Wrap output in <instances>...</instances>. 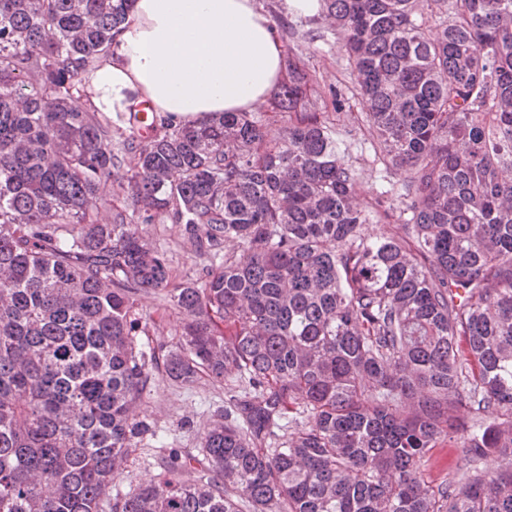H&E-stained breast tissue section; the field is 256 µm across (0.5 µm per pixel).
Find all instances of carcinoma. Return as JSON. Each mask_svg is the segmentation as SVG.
I'll return each instance as SVG.
<instances>
[{
	"instance_id": "obj_1",
	"label": "carcinoma",
	"mask_w": 512,
	"mask_h": 512,
	"mask_svg": "<svg viewBox=\"0 0 512 512\" xmlns=\"http://www.w3.org/2000/svg\"><path fill=\"white\" fill-rule=\"evenodd\" d=\"M134 2L0 0V512H512V0H319L357 86L315 96L290 45L280 127L132 112L126 170L74 102ZM161 215L197 278L142 234ZM145 294L183 315L169 349L142 342ZM156 371L224 385V420L114 495L131 449L165 447L135 414ZM445 443L462 473L433 485ZM350 105V108L346 107L343 112H345V123L353 130L355 139L351 155L353 159L358 158V161L364 164L372 158L374 145L373 136L370 134L368 126L359 114V105L355 104L353 101L350 102ZM363 160H365V162ZM462 455V448H448L445 445L435 448L425 466L424 476L428 481H440L448 477L449 468L454 466Z\"/></svg>"
}]
</instances>
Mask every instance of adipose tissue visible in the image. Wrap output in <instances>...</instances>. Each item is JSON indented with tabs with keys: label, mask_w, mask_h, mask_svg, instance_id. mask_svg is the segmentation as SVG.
<instances>
[{
	"label": "adipose tissue",
	"mask_w": 512,
	"mask_h": 512,
	"mask_svg": "<svg viewBox=\"0 0 512 512\" xmlns=\"http://www.w3.org/2000/svg\"><path fill=\"white\" fill-rule=\"evenodd\" d=\"M283 57L258 0H135L108 56L84 75L83 101L111 117L144 103L177 123L249 112Z\"/></svg>",
	"instance_id": "adipose-tissue-1"
}]
</instances>
